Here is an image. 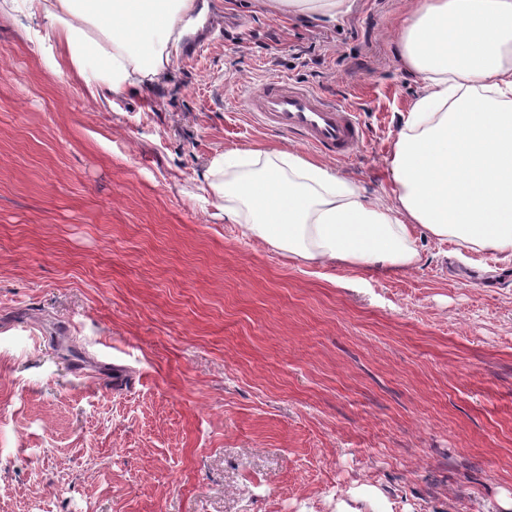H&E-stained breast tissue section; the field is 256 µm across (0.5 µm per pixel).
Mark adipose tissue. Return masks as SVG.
<instances>
[{
    "label": "adipose tissue",
    "mask_w": 512,
    "mask_h": 512,
    "mask_svg": "<svg viewBox=\"0 0 512 512\" xmlns=\"http://www.w3.org/2000/svg\"><path fill=\"white\" fill-rule=\"evenodd\" d=\"M278 13L335 19L351 0H269ZM397 54L421 87L387 159L391 186L369 200L351 180L293 150L229 152L204 175L244 236L306 264L417 266L413 231L512 257V0H404ZM51 72L90 93L160 82L166 48L196 0H0ZM38 27H31V20Z\"/></svg>",
    "instance_id": "adipose-tissue-1"
}]
</instances>
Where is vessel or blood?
Returning a JSON list of instances; mask_svg holds the SVG:
<instances>
[{
  "label": "vessel or blood",
  "mask_w": 512,
  "mask_h": 512,
  "mask_svg": "<svg viewBox=\"0 0 512 512\" xmlns=\"http://www.w3.org/2000/svg\"><path fill=\"white\" fill-rule=\"evenodd\" d=\"M246 109L265 128L299 135L306 147L339 161L350 159L365 139L354 110L287 78L263 83L248 96Z\"/></svg>",
  "instance_id": "1"
}]
</instances>
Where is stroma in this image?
I'll use <instances>...</instances> for the list:
<instances>
[{"instance_id":"stroma-1","label":"stroma","mask_w":512,"mask_h":512,"mask_svg":"<svg viewBox=\"0 0 512 512\" xmlns=\"http://www.w3.org/2000/svg\"><path fill=\"white\" fill-rule=\"evenodd\" d=\"M210 3L226 28L103 104L0 15V512H503L512 260L419 229L409 270L307 265L203 178L299 147L244 110L286 77L355 108L335 169L382 194L419 91L399 0ZM267 6L278 13L335 19L350 10L351 0H268Z\"/></svg>"}]
</instances>
